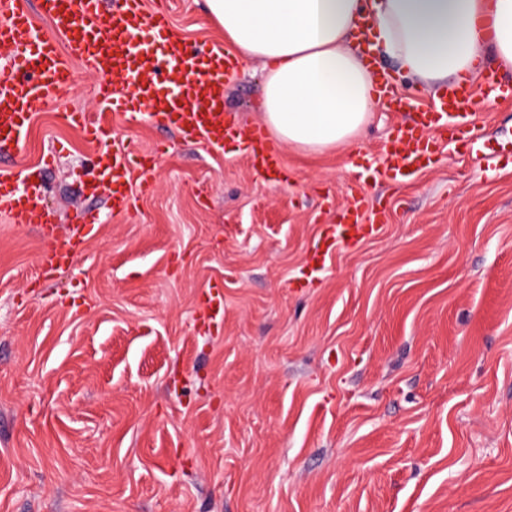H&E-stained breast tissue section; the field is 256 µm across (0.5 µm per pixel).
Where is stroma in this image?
I'll list each match as a JSON object with an SVG mask.
<instances>
[{
  "instance_id": "1",
  "label": "stroma",
  "mask_w": 512,
  "mask_h": 512,
  "mask_svg": "<svg viewBox=\"0 0 512 512\" xmlns=\"http://www.w3.org/2000/svg\"><path fill=\"white\" fill-rule=\"evenodd\" d=\"M166 6L187 44L223 47L205 0ZM98 81L75 68L0 149L16 179L40 166L42 207L100 221L47 280L37 230L0 211V512H512V163L447 145L409 180L368 182L378 225L308 280L407 113L377 106L337 150L285 147L268 182L244 144L103 112ZM262 82L246 61L226 89L241 130L262 123ZM471 90L475 133L512 138V102ZM67 112L159 151L128 214L84 201L95 153Z\"/></svg>"
}]
</instances>
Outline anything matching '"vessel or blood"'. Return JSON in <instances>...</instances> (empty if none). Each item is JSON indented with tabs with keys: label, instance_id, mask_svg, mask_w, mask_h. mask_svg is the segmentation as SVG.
I'll use <instances>...</instances> for the list:
<instances>
[{
	"label": "vessel or blood",
	"instance_id": "obj_1",
	"mask_svg": "<svg viewBox=\"0 0 512 512\" xmlns=\"http://www.w3.org/2000/svg\"><path fill=\"white\" fill-rule=\"evenodd\" d=\"M40 9L43 19L54 25V34L36 32L24 0H0V48L7 50L14 71L12 79L0 82V144L19 143L35 113L67 94L75 61L90 73L108 71L109 81L98 90L102 106L127 115L144 114L187 141L215 148L236 136L238 127L224 109L225 82L237 64L229 50L189 49L182 39L168 35L166 10H146L144 0H114L108 10L103 0H40ZM375 84L391 111L410 110L384 77H376ZM471 99L470 88L462 83L439 91L429 107L413 112L411 122L398 125L382 148L383 165L372 170V177L394 181L425 170L434 162L437 145L447 141L459 142L473 162L488 168L512 156V145L506 143L490 144L480 136L458 140ZM65 118L98 148V175L86 184V194L108 192L113 213H127L133 172L150 171L158 155L139 154L113 142L111 124L89 121L85 113L69 112ZM249 140L247 155L257 172L269 179L285 174L282 150L263 129L253 128ZM40 192V185L22 188L10 176L0 175V205L11 224L39 229L44 243L39 263L43 275L49 276L81 255L96 219L77 212L72 231L61 234L56 214L38 206ZM346 195L342 222L322 230L325 251L363 236V190L354 185Z\"/></svg>",
	"mask_w": 512,
	"mask_h": 512
}]
</instances>
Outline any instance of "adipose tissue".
<instances>
[{"label":"adipose tissue","instance_id":"1","mask_svg":"<svg viewBox=\"0 0 512 512\" xmlns=\"http://www.w3.org/2000/svg\"><path fill=\"white\" fill-rule=\"evenodd\" d=\"M242 59L262 64L264 125L282 144L322 152L368 124L384 54L430 86L512 69V0H206Z\"/></svg>","mask_w":512,"mask_h":512}]
</instances>
